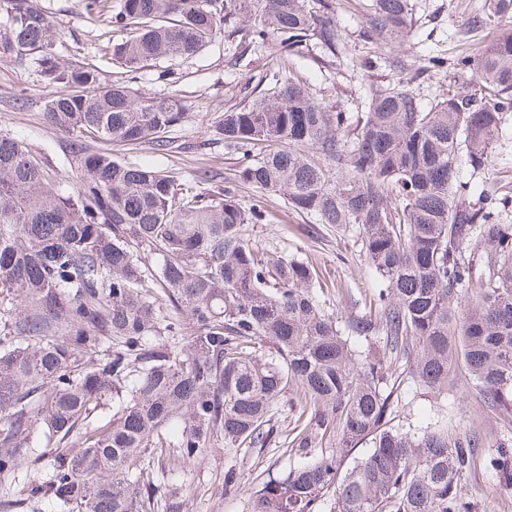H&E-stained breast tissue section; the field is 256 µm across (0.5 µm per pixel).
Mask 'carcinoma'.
I'll return each mask as SVG.
<instances>
[{
	"mask_svg": "<svg viewBox=\"0 0 512 512\" xmlns=\"http://www.w3.org/2000/svg\"><path fill=\"white\" fill-rule=\"evenodd\" d=\"M83 2L122 35L102 57L131 72L193 56L223 26L286 54L312 38L336 52L331 0ZM368 2L366 39L400 43L411 0ZM485 4L473 24L494 35L450 63L479 93L425 105L398 80L346 112L271 71L266 92L213 118L238 167L205 197L90 147L163 153L186 101L107 83L65 59L38 0H0V54L56 88L43 116L80 172L76 192L55 191L44 160L0 135V479H21L0 512H181L172 480L207 449L277 446L289 468L248 482L228 465L224 496L250 486L248 512H472L461 481L482 430L443 413L416 425L398 406L407 386L438 404L474 388L512 428V193L473 200L460 178L463 159L491 168L512 116V0ZM240 185L355 231L380 282L368 308L340 319L308 259L252 242L267 211ZM297 402L285 434L278 416ZM489 466L512 484L509 435Z\"/></svg>",
	"mask_w": 512,
	"mask_h": 512,
	"instance_id": "carcinoma-1",
	"label": "carcinoma"
}]
</instances>
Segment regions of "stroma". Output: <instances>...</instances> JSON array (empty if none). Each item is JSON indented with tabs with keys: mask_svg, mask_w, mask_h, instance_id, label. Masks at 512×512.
<instances>
[{
	"mask_svg": "<svg viewBox=\"0 0 512 512\" xmlns=\"http://www.w3.org/2000/svg\"><path fill=\"white\" fill-rule=\"evenodd\" d=\"M54 20L61 35L66 58L79 63H98V47L112 37L105 18L89 17L82 0H39ZM484 0H413L414 25L399 47L389 49L365 42L367 0H333V24L339 43L338 56H331L317 42L281 55L276 45L254 49L239 38L218 34L200 53L172 62L164 74L141 72L130 77L122 70L105 67L108 82L129 83L151 96L178 95L188 104L187 117L171 134L173 146L164 153L149 147L112 145L114 155L125 161L162 169L194 192L208 193L232 179L237 157L214 141L210 122L215 113L239 105L266 72L283 69L301 78L317 101L340 106L348 112L361 111L373 84L397 78L409 81L422 102L446 96L451 91H473V81H454L448 72L423 73L413 68L415 57L454 59L488 40L492 31L473 29V18ZM371 68H360L364 58ZM409 61L406 70L393 68L394 59ZM53 87L41 80L32 66L0 55V134L18 140L45 157L57 186L73 189L79 174L71 162V140L43 119L45 99ZM512 189V120L499 141L488 174L472 178L470 192L480 195L492 186ZM267 207L274 218L268 224H253L249 233L257 246L294 252L316 264L325 286L328 308L340 316L362 311L379 281L360 255L354 233L336 231L291 211L284 198H269ZM448 422L466 428L480 420L486 446L480 449L471 473L463 482L464 493L473 501L474 512H512V486L506 485L486 465L489 450L495 449L503 423L483 409L470 389L450 393L446 403ZM223 449L208 451L193 467L178 495L182 512H247L246 496L229 500L224 496Z\"/></svg>",
	"mask_w": 512,
	"mask_h": 512,
	"instance_id": "stroma-1",
	"label": "stroma"
}]
</instances>
